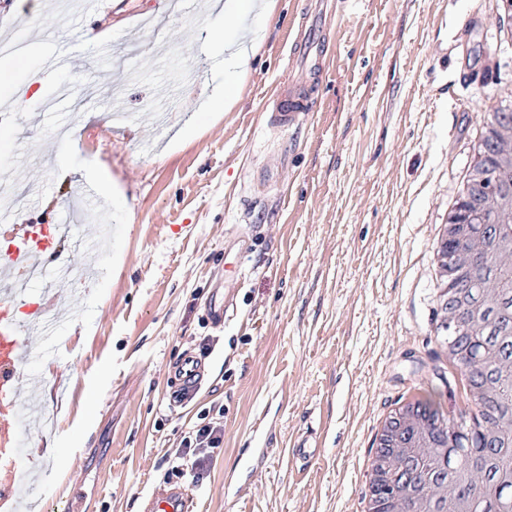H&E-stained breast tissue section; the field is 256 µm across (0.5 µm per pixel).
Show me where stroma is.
Masks as SVG:
<instances>
[{"label": "stroma", "instance_id": "stroma-1", "mask_svg": "<svg viewBox=\"0 0 512 512\" xmlns=\"http://www.w3.org/2000/svg\"><path fill=\"white\" fill-rule=\"evenodd\" d=\"M34 0H0V35L25 49L0 84L24 94L0 148V226L59 224L90 241L73 252L84 280L55 264L62 317L25 333L24 401L39 417L15 463L40 487L34 512H144L148 496L191 487L194 512H359L378 421L417 392L452 418L454 367L438 357L429 241L458 192L471 143L500 89L512 44L495 0H350L335 31L321 106L296 128L266 126L292 67L288 32L311 0H278L239 100L222 98L224 56L209 47L224 0H112L83 26ZM471 27L461 50L449 32ZM46 30L70 69H48ZM68 100H55L60 85ZM111 178L88 195L84 174ZM249 237L233 318L209 301ZM210 370L175 404L169 375L185 353ZM224 430L203 480L171 469L201 417ZM325 445L306 477L288 444ZM264 449L236 505L224 478L244 448Z\"/></svg>", "mask_w": 512, "mask_h": 512}]
</instances>
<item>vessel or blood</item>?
Returning <instances> with one entry per match:
<instances>
[{"label":"vessel or blood","instance_id":"b4317fda","mask_svg":"<svg viewBox=\"0 0 512 512\" xmlns=\"http://www.w3.org/2000/svg\"><path fill=\"white\" fill-rule=\"evenodd\" d=\"M65 10L75 16L110 12L112 0H66ZM328 45L322 30L300 18L289 35V52L300 59V75L284 84L266 114L267 125L275 131L297 126L317 112L319 101L314 95V82L325 69ZM16 242L0 252V456H12L15 447L16 414L22 398L19 373L27 357L22 343L24 332L44 327L50 308L45 302L33 303L25 287L28 275L37 272L46 253L61 258L62 270L71 267L63 256L65 234L61 226L18 224L13 228ZM248 249H240L237 263L225 277L224 294L213 300L208 318L216 325L229 320L236 307L237 290L245 278ZM206 372L205 361L185 354L176 364L173 386L178 397L188 398L199 388ZM321 455L320 444L313 432L298 435L288 450V462L299 475H306ZM192 494L185 488L163 489L152 495L147 512H190Z\"/></svg>","mask_w":512,"mask_h":512}]
</instances>
